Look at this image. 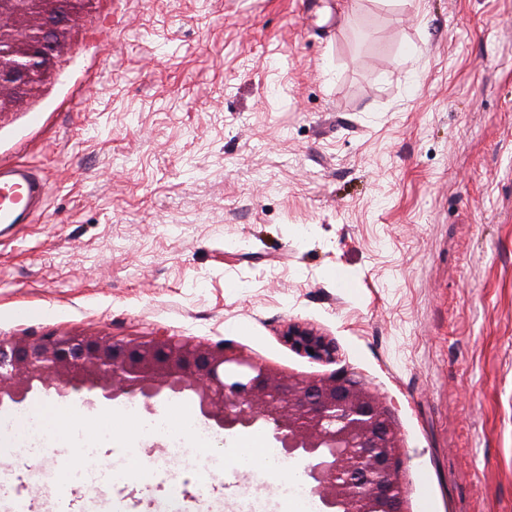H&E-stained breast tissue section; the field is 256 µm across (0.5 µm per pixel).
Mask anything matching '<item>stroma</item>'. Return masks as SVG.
I'll return each mask as SVG.
<instances>
[{
  "label": "stroma",
  "instance_id": "1",
  "mask_svg": "<svg viewBox=\"0 0 512 512\" xmlns=\"http://www.w3.org/2000/svg\"><path fill=\"white\" fill-rule=\"evenodd\" d=\"M95 0L0 163L49 185L0 235V336L228 342L297 378L348 370L401 441L403 512H512V0ZM354 281L336 286L337 272ZM291 323L335 347L291 346ZM0 458V512H185L282 495L240 432ZM53 473L43 485L42 471ZM265 436L262 433L253 435L235 449L232 456V464L240 470H249L255 467L273 468L275 465L270 459V454L264 446Z\"/></svg>",
  "mask_w": 512,
  "mask_h": 512
}]
</instances>
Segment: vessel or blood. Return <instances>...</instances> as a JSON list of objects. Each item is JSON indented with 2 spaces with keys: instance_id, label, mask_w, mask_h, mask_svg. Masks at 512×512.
Here are the masks:
<instances>
[{
  "instance_id": "obj_1",
  "label": "vessel or blood",
  "mask_w": 512,
  "mask_h": 512,
  "mask_svg": "<svg viewBox=\"0 0 512 512\" xmlns=\"http://www.w3.org/2000/svg\"><path fill=\"white\" fill-rule=\"evenodd\" d=\"M48 196L46 180L23 161L0 165V224L32 223Z\"/></svg>"
}]
</instances>
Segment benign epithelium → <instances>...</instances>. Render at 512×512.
<instances>
[{
  "instance_id": "7a95c632",
  "label": "benign epithelium",
  "mask_w": 512,
  "mask_h": 512,
  "mask_svg": "<svg viewBox=\"0 0 512 512\" xmlns=\"http://www.w3.org/2000/svg\"><path fill=\"white\" fill-rule=\"evenodd\" d=\"M0 20V112L17 101L6 80L38 83L61 53L71 23L46 25L58 0H7ZM284 336L316 359L333 349L321 336L288 325ZM189 392L217 434L265 427L285 455L306 463L304 476L329 512H382L385 499L402 512L401 444L378 397L346 371L298 379L234 349L166 333L151 336L0 337V408L31 395L72 394L98 400L139 398L146 409Z\"/></svg>"
}]
</instances>
